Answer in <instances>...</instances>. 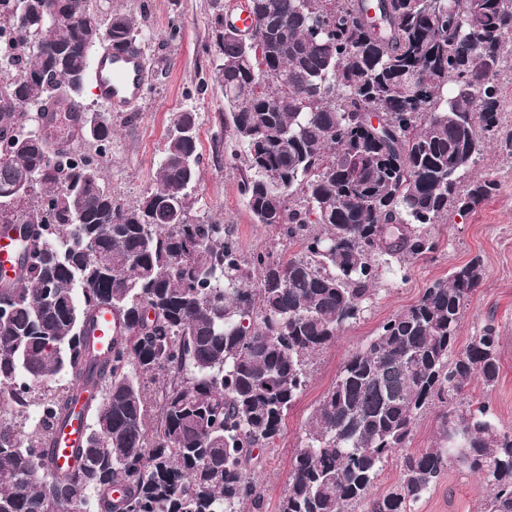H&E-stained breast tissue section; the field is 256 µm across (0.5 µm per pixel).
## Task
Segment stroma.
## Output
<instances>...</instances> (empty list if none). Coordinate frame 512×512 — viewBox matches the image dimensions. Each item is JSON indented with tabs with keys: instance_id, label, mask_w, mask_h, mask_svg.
<instances>
[{
	"instance_id": "obj_1",
	"label": "stroma",
	"mask_w": 512,
	"mask_h": 512,
	"mask_svg": "<svg viewBox=\"0 0 512 512\" xmlns=\"http://www.w3.org/2000/svg\"><path fill=\"white\" fill-rule=\"evenodd\" d=\"M238 0H90L101 17L129 13L140 32L137 44L147 66V82L134 111L109 113L93 86L83 103L89 112L109 114L112 140L106 151L82 139L79 147L99 154L114 197L137 205L155 185L156 165L163 154L174 113L200 114L199 180L192 201L195 214L208 215L237 239L244 252L281 249L276 231L256 223L241 193L244 167L232 161L235 145L224 135V94L210 79L211 27L218 14L232 11ZM479 171L492 173L499 190L474 212L452 215L435 226L440 249L433 259L409 264L402 279L377 286L375 298L361 318L343 329L315 360L309 384L288 412L279 436L262 452L254 470L261 497L259 512H277L284 493L292 451L300 443L309 414L333 385L347 358L368 343L391 316L414 304L425 288L472 258H481L484 279L472 297L460 332L468 340L487 322H494L500 344V375L495 386L473 385L495 423L512 428V154L500 145L483 152ZM489 490L485 482L456 464H449L438 483L412 512H479Z\"/></svg>"
}]
</instances>
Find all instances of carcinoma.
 <instances>
[{
    "label": "carcinoma",
    "instance_id": "obj_1",
    "mask_svg": "<svg viewBox=\"0 0 512 512\" xmlns=\"http://www.w3.org/2000/svg\"><path fill=\"white\" fill-rule=\"evenodd\" d=\"M54 4L78 26L45 20ZM252 42L215 19L212 80L224 136L257 222L294 251L245 254L224 225L190 218L198 113L175 114L157 188L132 207L102 168L26 113L78 103L100 34L136 40L132 18L88 0H11L13 68L0 76V224H27L24 275L0 288V512H241L258 503L255 451L280 433L309 366L367 308L374 286L439 250L432 228L492 198L475 169L502 136L499 73L512 0H247ZM28 25H17L20 13ZM383 113L373 128L363 115ZM483 114L481 122L474 113ZM84 136L112 126L87 114ZM466 188H461V184ZM24 184L21 197L5 188ZM51 208H43L45 199ZM481 260L455 267L348 355L310 413L279 512H410L455 462L483 478L480 512H512V429L459 399L500 374L493 322L460 346ZM112 312L98 347L96 312ZM83 382H74L76 376ZM91 405L90 453L55 463L50 427ZM440 406L429 448H408ZM37 421L26 428L30 408ZM399 481L372 495L391 460Z\"/></svg>",
    "mask_w": 512,
    "mask_h": 512
}]
</instances>
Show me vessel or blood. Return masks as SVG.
<instances>
[{
  "label": "vessel or blood",
  "instance_id": "obj_1",
  "mask_svg": "<svg viewBox=\"0 0 512 512\" xmlns=\"http://www.w3.org/2000/svg\"><path fill=\"white\" fill-rule=\"evenodd\" d=\"M95 79L98 93L111 111H127L129 105L137 100L143 90L146 69L143 55L136 46H129L111 55L99 58L96 63ZM20 245L16 238L7 233L5 225H0V281L13 278L18 266ZM86 413H76L65 428L55 430L56 464L62 469H71L76 465L73 450L82 441Z\"/></svg>",
  "mask_w": 512,
  "mask_h": 512
}]
</instances>
